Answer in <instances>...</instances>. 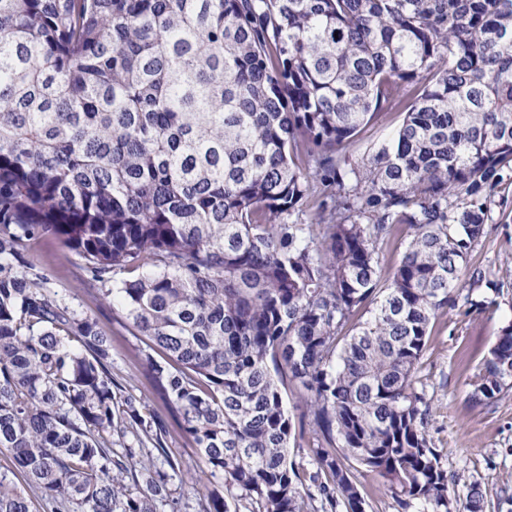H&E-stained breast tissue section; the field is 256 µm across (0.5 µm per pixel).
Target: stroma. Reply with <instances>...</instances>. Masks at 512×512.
<instances>
[{"label":"stroma","instance_id":"35a3bbf8","mask_svg":"<svg viewBox=\"0 0 512 512\" xmlns=\"http://www.w3.org/2000/svg\"><path fill=\"white\" fill-rule=\"evenodd\" d=\"M493 217L490 235L475 247L469 262L470 268L489 277L512 268V188L500 198ZM33 256L43 270L47 290L70 308L94 317L109 336L112 376L123 395L136 399L145 418L168 428L166 446L182 467L168 481L172 503L160 505L158 512H202L204 502L190 494L191 483L220 490L224 479L198 471V451L188 445L153 394L146 378L147 361L138 354L141 344L121 324L120 306L87 285L83 260L54 237L37 241ZM493 297L486 288L473 290L470 299L489 303L478 311L469 308L468 299H457L436 326L419 377L431 408L428 434L449 474L457 479L458 497H465L468 484L476 482L486 495L485 512H512V392L485 405L472 400L469 385L473 368L487 356L500 328L512 322V307L493 305Z\"/></svg>","mask_w":512,"mask_h":512}]
</instances>
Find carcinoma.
<instances>
[{
    "mask_svg": "<svg viewBox=\"0 0 512 512\" xmlns=\"http://www.w3.org/2000/svg\"><path fill=\"white\" fill-rule=\"evenodd\" d=\"M511 182L512 0H0V448L69 512H157L149 456L181 467L97 320L44 287L51 235L161 357L154 392L224 477L191 486L205 512H308V434L345 512L356 463L405 512H484L477 483L454 507L417 371ZM470 385L512 390V322ZM0 512H31L5 476ZM401 120L402 116L398 114H388L378 126L367 129L353 147L356 154L360 155L369 149H374L380 143L388 140L394 134Z\"/></svg>",
    "mask_w": 512,
    "mask_h": 512,
    "instance_id": "1",
    "label": "carcinoma"
}]
</instances>
